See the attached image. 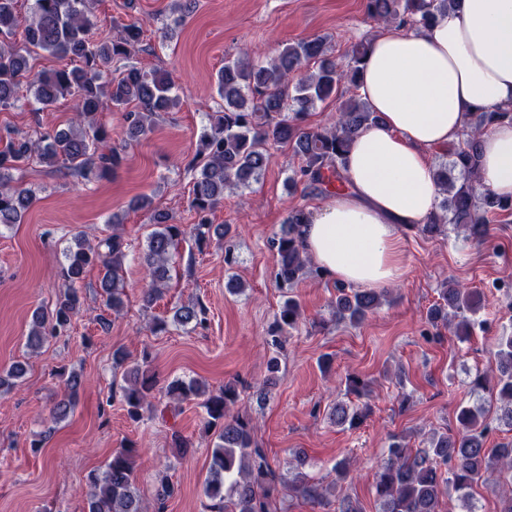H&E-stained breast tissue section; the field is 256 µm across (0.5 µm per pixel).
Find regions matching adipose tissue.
Instances as JSON below:
<instances>
[{
  "label": "adipose tissue",
  "instance_id": "ef3b65f1",
  "mask_svg": "<svg viewBox=\"0 0 512 512\" xmlns=\"http://www.w3.org/2000/svg\"><path fill=\"white\" fill-rule=\"evenodd\" d=\"M359 92L379 123L355 137L346 190L301 227L315 266L339 284L384 288L403 275L400 233L425 223L439 190L431 158L467 115L512 104V0H460L430 27L381 26ZM481 187L512 197V123L479 138Z\"/></svg>",
  "mask_w": 512,
  "mask_h": 512
}]
</instances>
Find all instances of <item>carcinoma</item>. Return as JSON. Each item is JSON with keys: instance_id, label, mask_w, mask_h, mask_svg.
<instances>
[{"instance_id": "carcinoma-1", "label": "carcinoma", "mask_w": 512, "mask_h": 512, "mask_svg": "<svg viewBox=\"0 0 512 512\" xmlns=\"http://www.w3.org/2000/svg\"><path fill=\"white\" fill-rule=\"evenodd\" d=\"M455 0H365V12L377 24L397 23L412 30L429 26L448 11ZM94 0H27V16L21 14L20 0H0V112L12 109L27 93L38 112L60 98H70L75 123L67 130L44 131L32 137L8 127L0 131V225L21 222L32 206L34 192L14 184V173L36 160L43 166L77 179H105L121 166L123 156L111 144L110 131L101 123L102 112L122 113L127 140L138 142L153 131L155 119L176 105L169 73L144 70L130 62L142 49L143 24L132 20L117 27L110 39H95ZM21 35L24 47L15 45ZM370 42L360 40L338 59L329 53L325 39L313 37L285 45L265 64H252L244 57L224 60L217 73V93L224 101L221 111L209 117L200 135L198 148L188 167L196 172L190 208L195 224L186 229L171 223L169 213L154 210L152 231L146 238L143 266L149 279L143 293L150 306L171 279L170 265L179 241L187 236L204 248L213 237H226L229 229L214 225L213 211L224 202V191L246 189L258 181L271 163L272 149L288 147L300 165L288 176L292 187L329 195L346 186L342 165L357 134L377 123L379 115L369 109L359 93L360 67ZM42 51L67 59L72 67L37 70L32 54ZM336 100V117L330 127L310 128L307 113L317 103ZM512 121V105L483 109L469 114L461 141L442 154L435 166L440 199L435 213L414 230L425 237L443 234L447 226L461 228L467 237L482 239L492 217L512 209V199L479 188L477 139L491 126ZM310 212L294 207L286 224L269 240L275 255L272 272L276 286L294 287L306 275L321 276L299 240L300 224ZM126 245L120 223L112 224V234L91 244L76 235L64 251V289L52 309L33 315L28 345L37 349L48 338L69 330L83 305L77 288L87 270L95 265L104 271L102 297L107 309L120 312L124 306L123 261ZM383 288H348L336 285L331 302L338 322L361 324L388 301ZM478 296L450 282L439 292V302L428 315L436 327L448 323V313L458 319L454 335L464 341L473 334V315L479 309ZM301 306L292 295L285 296L269 328L271 343L284 346L286 335L297 330ZM173 322L202 327L206 310L200 304L177 309ZM498 364L492 378L479 376L474 386L503 404L502 416L512 426V336L502 340ZM126 386L122 401L128 417L140 421L152 411L158 387L154 372L138 365L124 372ZM82 377L71 373L69 393L52 410L61 420L74 409ZM345 391L358 397L370 393L371 381L358 374L346 376ZM168 397L179 403L202 399L206 431L215 434L204 493L211 501L209 512H280L283 491L293 489L320 504L336 486L316 483L303 472L306 457L295 456L293 476L276 471L255 436L251 418L236 409L239 390L226 384L212 393L201 382L174 379L166 385ZM365 413L355 405L338 403L330 420L356 427ZM454 433L432 431L427 447L409 448L396 436L386 448L375 474L379 512H440V498L451 490L465 512H473V487L491 484L499 473L512 472V445L486 446L489 425L483 408L461 406ZM136 449L123 448L112 455L106 469L88 478L86 512H148L137 486ZM174 495V486L164 474L155 480V510L163 512Z\"/></svg>"}]
</instances>
